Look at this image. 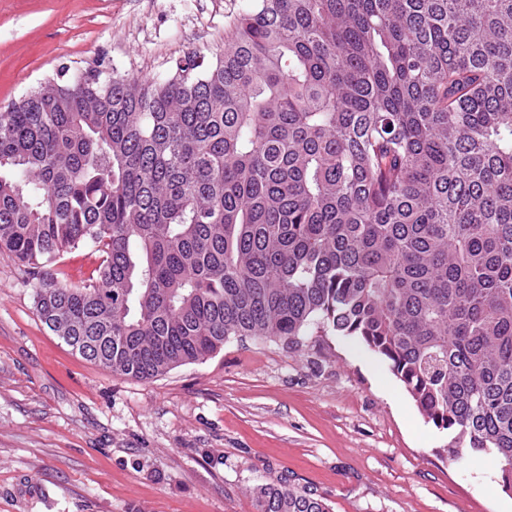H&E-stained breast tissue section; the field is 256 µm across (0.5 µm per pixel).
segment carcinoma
<instances>
[{
  "label": "carcinoma",
  "mask_w": 512,
  "mask_h": 512,
  "mask_svg": "<svg viewBox=\"0 0 512 512\" xmlns=\"http://www.w3.org/2000/svg\"><path fill=\"white\" fill-rule=\"evenodd\" d=\"M0 254L135 380L232 337H354L512 493V0H248L163 78L62 66L0 112ZM91 247H83L68 255L65 271L74 279L87 277L93 268L95 256H90Z\"/></svg>",
  "instance_id": "1"
}]
</instances>
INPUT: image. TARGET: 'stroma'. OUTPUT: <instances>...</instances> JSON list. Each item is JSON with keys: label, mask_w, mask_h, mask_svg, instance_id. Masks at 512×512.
<instances>
[{"label": "stroma", "mask_w": 512, "mask_h": 512, "mask_svg": "<svg viewBox=\"0 0 512 512\" xmlns=\"http://www.w3.org/2000/svg\"><path fill=\"white\" fill-rule=\"evenodd\" d=\"M246 0H0V112L60 65L144 80L223 52ZM349 336L230 340L149 382L86 361L0 255V512H255L283 477L329 512H512L490 454L451 461Z\"/></svg>", "instance_id": "1"}]
</instances>
